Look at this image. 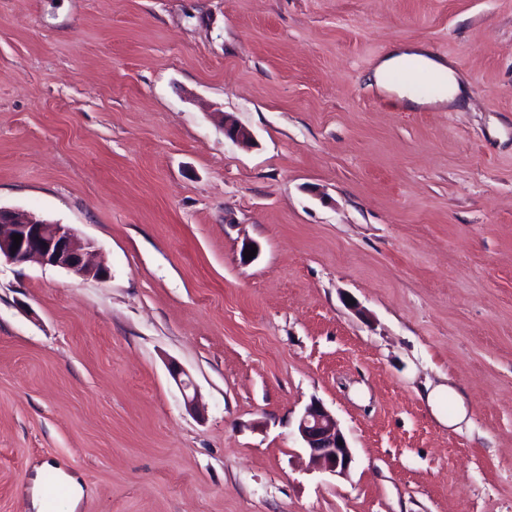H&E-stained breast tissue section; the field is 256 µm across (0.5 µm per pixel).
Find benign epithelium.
<instances>
[{
  "label": "benign epithelium",
  "instance_id": "obj_1",
  "mask_svg": "<svg viewBox=\"0 0 512 512\" xmlns=\"http://www.w3.org/2000/svg\"><path fill=\"white\" fill-rule=\"evenodd\" d=\"M224 136L246 145L252 136L235 122H224ZM22 240L13 248L12 236ZM93 243L68 224L45 220L34 213L0 207V257L22 264L35 260L43 265L64 268L79 276L104 279L107 271L90 262ZM298 433L313 460L338 476L348 474L353 452L336 418L318 401L301 415Z\"/></svg>",
  "mask_w": 512,
  "mask_h": 512
}]
</instances>
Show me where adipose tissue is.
I'll use <instances>...</instances> for the list:
<instances>
[{"mask_svg": "<svg viewBox=\"0 0 512 512\" xmlns=\"http://www.w3.org/2000/svg\"><path fill=\"white\" fill-rule=\"evenodd\" d=\"M412 63L435 78V92L431 98L425 99L412 92L410 82L403 79V72ZM369 78L380 92L396 96L409 107L431 103L455 108L464 104L471 93L470 85L459 78L450 63L434 56L421 43L394 47L378 60Z\"/></svg>", "mask_w": 512, "mask_h": 512, "instance_id": "1", "label": "adipose tissue"}]
</instances>
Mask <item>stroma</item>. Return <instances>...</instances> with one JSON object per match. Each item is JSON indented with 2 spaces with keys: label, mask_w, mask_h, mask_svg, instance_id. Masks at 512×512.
Instances as JSON below:
<instances>
[{
  "label": "stroma",
  "mask_w": 512,
  "mask_h": 512,
  "mask_svg": "<svg viewBox=\"0 0 512 512\" xmlns=\"http://www.w3.org/2000/svg\"><path fill=\"white\" fill-rule=\"evenodd\" d=\"M418 40L465 106L370 84ZM0 206L110 271L0 262V512H512V0H0ZM428 404L442 422L448 423V402L457 404L455 420H461L466 415V409L460 397L448 386L439 385L430 390L426 395ZM297 430L313 460L334 475L348 474L354 459L352 448L336 418L319 401L305 408ZM59 477L62 485L67 489L68 493V510L69 512H76L79 503L84 495V490L76 476L67 472L65 469L59 466H53Z\"/></svg>",
  "instance_id": "stroma-1"
}]
</instances>
